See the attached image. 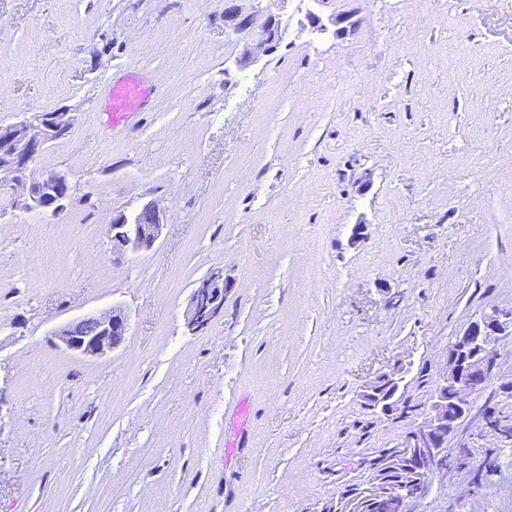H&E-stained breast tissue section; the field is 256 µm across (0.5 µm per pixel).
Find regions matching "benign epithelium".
Returning <instances> with one entry per match:
<instances>
[{"label": "benign epithelium", "mask_w": 512, "mask_h": 512, "mask_svg": "<svg viewBox=\"0 0 512 512\" xmlns=\"http://www.w3.org/2000/svg\"><path fill=\"white\" fill-rule=\"evenodd\" d=\"M253 18L232 4L224 9L225 28L234 33L248 29ZM280 40L279 19L270 16L261 27L259 47L268 53ZM70 113L42 112L31 117L0 125V172L12 176L21 188L15 199L16 207L25 211L56 213L63 210L70 198L68 176L54 172L36 178L31 165L46 146L71 129ZM151 223L143 224L139 216L113 220L112 261L117 262L129 252L151 250L159 238L163 218L159 211L148 207ZM227 284L224 272L213 270L200 279L189 295L185 311V327L191 333L204 330L224 309ZM79 323L92 328L89 336H75L68 323L56 330L61 345L68 351L88 358H100L126 341L128 323L124 314L112 311L104 315H89ZM512 325V309L493 312L472 325L448 347L446 363L438 370L434 394L425 418L407 435L405 444L390 458L391 469L416 474L414 488L403 485L391 487L378 476L370 480L367 493L384 512H416V508L432 489L427 474L448 476V439L455 436L460 423L471 412L470 398L480 393L492 381L500 368L497 344L505 335L506 325ZM407 366L397 360L385 372L364 386V403L384 415L398 412L400 398L386 396L384 388L405 381Z\"/></svg>", "instance_id": "benign-epithelium-1"}]
</instances>
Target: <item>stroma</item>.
<instances>
[{
  "mask_svg": "<svg viewBox=\"0 0 512 512\" xmlns=\"http://www.w3.org/2000/svg\"><path fill=\"white\" fill-rule=\"evenodd\" d=\"M224 6L0 0V125L73 118L33 166L68 175L63 211L14 209L0 176V512H318L411 428L360 388L404 360L422 412L449 345L512 308V0H240L279 17L269 53ZM126 73L154 96L112 130ZM147 203L158 242L113 263V218ZM216 267L224 312L188 334ZM114 308L121 347L58 346ZM448 457L421 512H512V441L472 417Z\"/></svg>",
  "mask_w": 512,
  "mask_h": 512,
  "instance_id": "1",
  "label": "stroma"
}]
</instances>
